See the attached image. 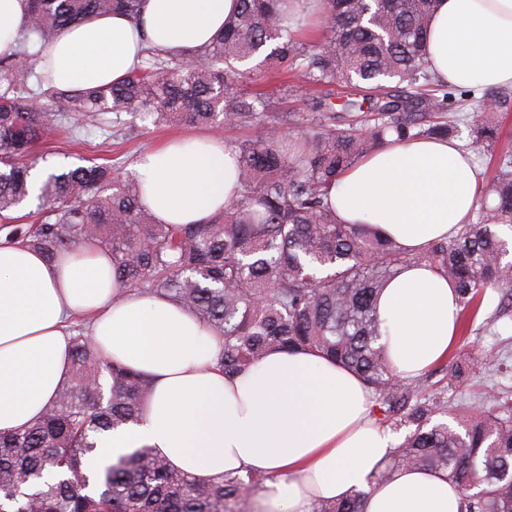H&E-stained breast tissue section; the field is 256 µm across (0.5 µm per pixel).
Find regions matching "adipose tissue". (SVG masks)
I'll return each mask as SVG.
<instances>
[{"mask_svg":"<svg viewBox=\"0 0 512 512\" xmlns=\"http://www.w3.org/2000/svg\"><path fill=\"white\" fill-rule=\"evenodd\" d=\"M235 6L143 0L139 22L112 14L63 29L47 47L53 84L117 82L147 42L193 53ZM426 57L449 85L512 88V0H435ZM134 170L160 224L207 223L235 196V160L212 135L171 139ZM481 190L458 141L414 139L353 164L328 202L342 223L371 225L416 252L470 223ZM377 310L401 377L421 374L455 342L457 293L426 265L395 275ZM78 314L105 356L151 381L141 422L106 437L107 455L146 447L201 479L258 472L264 481L251 512H313L318 501L358 492L364 512H459L461 490L444 474L402 469L376 482L396 440L372 418L373 394L356 373L315 352L275 351L225 378L212 331L165 297L118 294L101 246L49 260L0 238V431L33 423L67 380L65 327Z\"/></svg>","mask_w":512,"mask_h":512,"instance_id":"ef3b65f1","label":"adipose tissue"}]
</instances>
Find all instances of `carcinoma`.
<instances>
[{"label": "carcinoma", "mask_w": 512, "mask_h": 512, "mask_svg": "<svg viewBox=\"0 0 512 512\" xmlns=\"http://www.w3.org/2000/svg\"><path fill=\"white\" fill-rule=\"evenodd\" d=\"M18 48L0 55V230L47 259L97 243L112 254L120 293L164 296L216 331V361L236 377L272 351H316L360 375L379 423L411 424L377 480L398 469L443 472L463 490L460 512H512V391L501 386L453 428L430 424L448 414L443 391L424 396L418 379L399 377L381 344L383 288L400 270L424 263L455 285L460 327L477 317L487 292L512 305V151L495 152L492 114L512 96L483 92L470 119L468 148L498 154V173L478 218L453 236L411 252L367 224H344L328 204L330 187L354 162L414 138H455L446 84L425 61L435 0H318L320 33L286 25L287 0H237L210 44L191 55L149 47L141 64L109 87L59 90L49 83L45 43L90 17L140 20L141 0H29ZM297 76L303 85L336 81L358 92L333 111L325 91L308 133L224 142L235 155L238 198L206 224H158L137 182L109 165L52 173L43 209L25 226L13 213L31 196L37 142L61 128L112 137L126 112L169 123L278 128L299 121L269 110V98L242 92L244 70ZM115 118L107 121L106 115ZM72 334L70 376L32 425L0 431V512H250L264 477L203 480L172 469L149 448L89 469L102 436L139 420L150 382L105 360L82 323ZM458 357L444 365L447 385L470 373ZM36 496L31 500L30 496ZM314 512H363L361 495L322 500Z\"/></svg>", "instance_id": "carcinoma-1"}]
</instances>
